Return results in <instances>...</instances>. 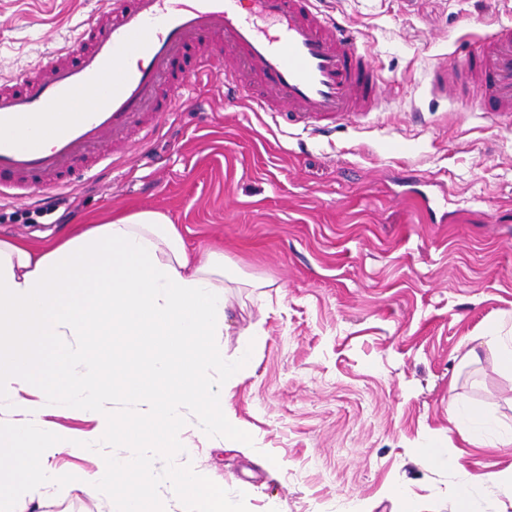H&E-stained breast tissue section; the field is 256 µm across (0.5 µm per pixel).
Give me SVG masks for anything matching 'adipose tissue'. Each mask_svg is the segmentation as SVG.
<instances>
[{
	"instance_id": "obj_1",
	"label": "adipose tissue",
	"mask_w": 512,
	"mask_h": 512,
	"mask_svg": "<svg viewBox=\"0 0 512 512\" xmlns=\"http://www.w3.org/2000/svg\"><path fill=\"white\" fill-rule=\"evenodd\" d=\"M227 308L223 252L196 257L157 211L94 217L40 243L0 236V512H41L54 490L109 512H166L148 490L169 456L181 512H240L249 488L228 495L183 438L193 420L224 447L253 445L224 402L251 363L245 347L224 358ZM109 332L137 338L147 376L105 347ZM121 400L136 419L113 412ZM74 414L92 424L85 438L60 423ZM448 423L473 447H512L479 405L449 397ZM63 448L98 454L76 474L50 466ZM489 487L512 495V471L463 472L454 512H476Z\"/></svg>"
}]
</instances>
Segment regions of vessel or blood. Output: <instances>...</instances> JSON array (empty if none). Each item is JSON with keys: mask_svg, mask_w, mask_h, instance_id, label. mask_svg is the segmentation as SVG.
I'll return each instance as SVG.
<instances>
[{"mask_svg": "<svg viewBox=\"0 0 512 512\" xmlns=\"http://www.w3.org/2000/svg\"><path fill=\"white\" fill-rule=\"evenodd\" d=\"M219 64L234 99L316 131L382 102L379 70L319 0H110L33 71L0 81V200L42 201L74 172L105 173ZM460 69L489 111L511 112L512 24Z\"/></svg>", "mask_w": 512, "mask_h": 512, "instance_id": "1", "label": "vessel or blood"}]
</instances>
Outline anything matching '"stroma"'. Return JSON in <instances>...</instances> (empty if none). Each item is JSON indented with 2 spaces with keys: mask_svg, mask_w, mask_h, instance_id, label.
I'll use <instances>...</instances> for the list:
<instances>
[{
  "mask_svg": "<svg viewBox=\"0 0 512 512\" xmlns=\"http://www.w3.org/2000/svg\"><path fill=\"white\" fill-rule=\"evenodd\" d=\"M101 0H0V78L37 66ZM385 82L377 112L321 137L284 112L227 99L223 78L168 113L151 145L64 189L55 210L0 203V234L33 241L89 216L152 210L229 273L224 355L255 342L228 405L254 449L187 427L198 465L242 512H452L458 471L512 468V452L448 432V394L512 427V373L463 367L462 341L512 327V115L473 111L435 65L476 50L512 0H328ZM456 389H449V380ZM431 444L448 460L428 463Z\"/></svg>",
  "mask_w": 512,
  "mask_h": 512,
  "instance_id": "35a3bbf8",
  "label": "stroma"
}]
</instances>
